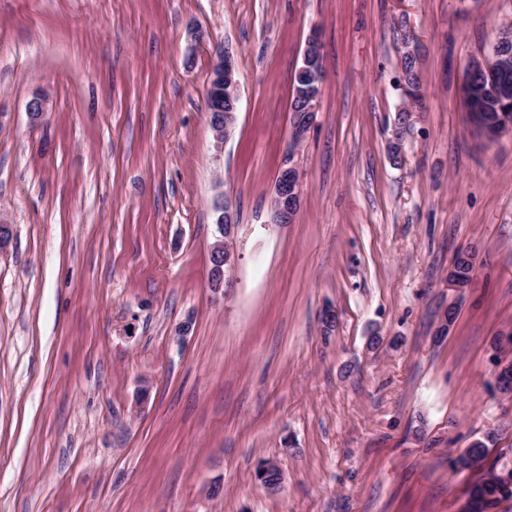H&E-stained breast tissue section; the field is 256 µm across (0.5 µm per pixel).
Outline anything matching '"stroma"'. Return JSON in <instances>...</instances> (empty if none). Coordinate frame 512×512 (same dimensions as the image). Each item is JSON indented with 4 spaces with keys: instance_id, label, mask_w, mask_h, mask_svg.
<instances>
[{
    "instance_id": "35a3bbf8",
    "label": "stroma",
    "mask_w": 512,
    "mask_h": 512,
    "mask_svg": "<svg viewBox=\"0 0 512 512\" xmlns=\"http://www.w3.org/2000/svg\"><path fill=\"white\" fill-rule=\"evenodd\" d=\"M508 23L512 0H0V512H460L477 474L450 457L491 429V456L512 449L490 387L512 360L495 347L512 328V136L486 142L463 99ZM406 32L425 107L395 161ZM314 33L325 78L295 147ZM218 45L240 94L220 150ZM288 161L300 207L275 226ZM219 197L239 216L222 295ZM468 246L473 286L437 344Z\"/></svg>"
}]
</instances>
